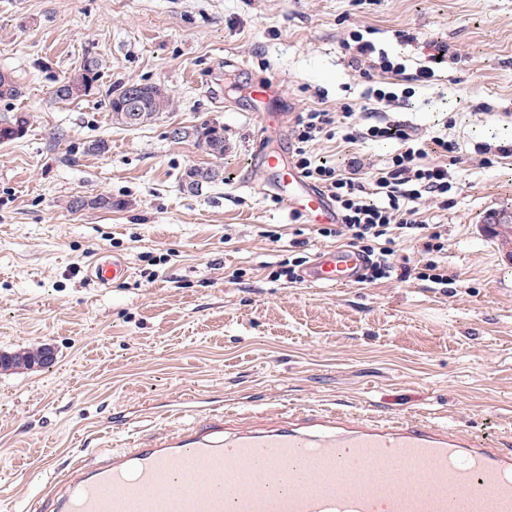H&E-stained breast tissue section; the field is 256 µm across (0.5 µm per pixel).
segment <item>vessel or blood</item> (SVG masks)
I'll list each match as a JSON object with an SVG mask.
<instances>
[{"label": "vessel or blood", "mask_w": 512, "mask_h": 512, "mask_svg": "<svg viewBox=\"0 0 512 512\" xmlns=\"http://www.w3.org/2000/svg\"><path fill=\"white\" fill-rule=\"evenodd\" d=\"M263 127L276 121V87L253 90ZM251 164L288 185L287 207L314 224L335 207L287 164L257 147ZM366 260L327 247L300 274L322 288L358 285ZM129 275L119 258L91 278ZM493 494H485V484ZM31 512H512V441L425 418L301 410L260 427L244 407L209 406L172 429L133 438L95 462L77 459L46 486Z\"/></svg>", "instance_id": "1"}]
</instances>
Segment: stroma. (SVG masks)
<instances>
[{"label":"stroma","instance_id":"35a3bbf8","mask_svg":"<svg viewBox=\"0 0 512 512\" xmlns=\"http://www.w3.org/2000/svg\"><path fill=\"white\" fill-rule=\"evenodd\" d=\"M356 31L411 69L430 43L448 48L435 84L379 104L422 129L456 114L448 136L470 160L447 209L423 207L448 227L435 257L448 287L270 279L292 241L306 261L335 241L293 220L250 166L264 139L250 88L278 81L282 135L264 139L275 149L289 146L292 113L401 91L395 74L349 67ZM89 54L104 61L96 89L54 99ZM0 71L21 87L0 120L28 119L0 144V352L56 354L0 373V512H20L74 457L168 430L188 396L256 409L258 424L273 392L291 409L417 414L512 438V261L484 230L488 213L512 210V157L472 159L476 143L512 138V0H0ZM132 83L165 86L174 106L114 124L110 93ZM204 122L223 127V156L170 135ZM98 140L106 151L90 152ZM192 166L222 178L188 193ZM100 194L113 208L66 207ZM275 226L281 241L261 237ZM112 255L130 275L98 287L85 268Z\"/></svg>","mask_w":512,"mask_h":512}]
</instances>
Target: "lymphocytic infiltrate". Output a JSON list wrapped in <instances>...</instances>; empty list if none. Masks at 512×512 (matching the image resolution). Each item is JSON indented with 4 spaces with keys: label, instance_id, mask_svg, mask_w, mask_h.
I'll return each instance as SVG.
<instances>
[{
    "label": "lymphocytic infiltrate",
    "instance_id": "lymphocytic-infiltrate-1",
    "mask_svg": "<svg viewBox=\"0 0 512 512\" xmlns=\"http://www.w3.org/2000/svg\"><path fill=\"white\" fill-rule=\"evenodd\" d=\"M354 67L376 59L381 68L424 86L436 77L438 61L429 55L415 71L405 63L392 61L388 54L377 53L372 41L356 37L346 44ZM368 104L360 110L344 108L342 113L313 108L296 113L292 127L291 154L301 174L319 187L336 205L341 221L319 227L318 235L333 237L363 252L368 258L364 280L406 281L412 278L437 285L448 282V273L433 259L444 251L447 228L429 224L421 218L419 205L433 201L447 207L448 195L456 186L463 163L460 145L442 130L420 132L412 120L378 111L374 100L398 101V94L368 90ZM340 138L356 150L338 166L314 153L321 139ZM394 143L390 156L380 164L372 163L358 152L367 142ZM418 241L427 261H397V247L404 241Z\"/></svg>",
    "mask_w": 512,
    "mask_h": 512
}]
</instances>
